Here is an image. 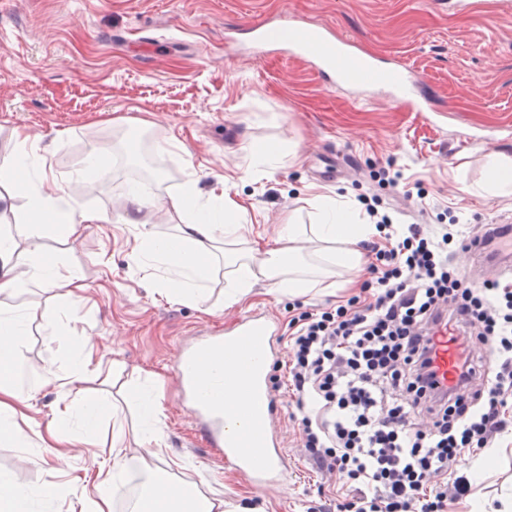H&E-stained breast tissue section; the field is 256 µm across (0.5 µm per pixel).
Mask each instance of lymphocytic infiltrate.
Returning <instances> with one entry per match:
<instances>
[{"label": "lymphocytic infiltrate", "mask_w": 512, "mask_h": 512, "mask_svg": "<svg viewBox=\"0 0 512 512\" xmlns=\"http://www.w3.org/2000/svg\"><path fill=\"white\" fill-rule=\"evenodd\" d=\"M366 212L382 239L368 243L363 295L303 311L286 340L287 388L308 459L335 472L336 512H449L471 488L465 456L512 430V280L477 282L452 264L455 224H397ZM455 361L440 389L437 337ZM487 347L482 366L470 346ZM432 426L417 427L418 416Z\"/></svg>", "instance_id": "1"}]
</instances>
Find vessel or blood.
<instances>
[{
  "instance_id": "1",
  "label": "vessel or blood",
  "mask_w": 512,
  "mask_h": 512,
  "mask_svg": "<svg viewBox=\"0 0 512 512\" xmlns=\"http://www.w3.org/2000/svg\"><path fill=\"white\" fill-rule=\"evenodd\" d=\"M288 27L285 50L315 66L327 87L382 88L394 103L413 112L424 111L406 65L363 54L324 27L293 21ZM243 33V39L232 40L234 51L257 52L270 44L266 24H247ZM461 252L471 262L512 269V259L488 257L476 241L464 243ZM279 333L270 315L252 313L241 317L224 336L180 346L174 358L175 379L201 439L207 447L220 449L226 462L262 489L281 486L288 470V457L274 425L280 400L267 380L269 364L282 355Z\"/></svg>"
}]
</instances>
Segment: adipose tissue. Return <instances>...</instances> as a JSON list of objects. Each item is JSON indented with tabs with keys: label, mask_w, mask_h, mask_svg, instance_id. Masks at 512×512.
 Wrapping results in <instances>:
<instances>
[{
	"label": "adipose tissue",
	"mask_w": 512,
	"mask_h": 512,
	"mask_svg": "<svg viewBox=\"0 0 512 512\" xmlns=\"http://www.w3.org/2000/svg\"><path fill=\"white\" fill-rule=\"evenodd\" d=\"M15 150L0 160V185L26 201V217L34 224L50 225L53 231L69 238L81 234L90 224L111 223L102 210L85 208L68 194L44 195L37 180L47 172V158L28 130L15 129ZM166 204L180 218L178 231L160 237L142 231L134 239L136 268L158 271V284L169 296L181 302L203 305L204 296L196 284L205 280L212 265L216 242L224 244V264L229 269L224 296L228 303L246 299L257 283H265L276 293L287 296L307 294L328 287L339 270L359 267V243L372 236L376 228L356 223L350 211L329 196L311 201L315 221L298 224L287 221L276 247L261 249L248 236L237 218L241 207L230 197H199L195 180H187L181 190L169 195ZM313 238L318 247L313 256L299 260L298 244ZM36 286L63 290L69 306L87 301L82 277L75 271H62L59 260L47 258L40 247L19 250L11 237L0 236V292ZM22 310H0V432L19 438L12 424L25 396L11 379L18 365V344L26 332Z\"/></svg>",
	"instance_id": "obj_1"
}]
</instances>
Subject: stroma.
Listing matches in <instances>:
<instances>
[{
	"label": "stroma",
	"instance_id": "1",
	"mask_svg": "<svg viewBox=\"0 0 512 512\" xmlns=\"http://www.w3.org/2000/svg\"><path fill=\"white\" fill-rule=\"evenodd\" d=\"M503 6L504 0H475L472 10L453 13L448 0H0V159L14 149L13 129L24 126L52 166L45 194L69 188L78 162L101 144L110 147L112 174L111 191L86 179L78 194L84 206L111 213V223L88 225L75 239L26 223L21 198L0 209V231L23 248L37 241L44 253L79 270L90 297L71 309L61 296L34 286L0 294V306L27 314L18 381L26 385L45 369H65L79 345L94 348L100 360L91 381L67 391L52 383L29 401L25 417L14 423L23 443L0 437V473L55 489L46 512H71L118 421L126 462L144 472L172 467L186 496L222 497L224 512H334L338 479L307 459L291 402L275 420L288 456L284 485L258 490L223 458L209 455L180 401L173 359L195 333L223 331L250 311L269 313L284 330L299 307L329 308L359 295V288L294 298L261 282L245 301L230 305L224 300L228 270L219 261L203 286V309L165 299L155 281L129 278L140 228L167 236L179 217L159 204L143 211V225L124 223L122 187L140 153L112 148L111 139L146 135L149 154L168 159L155 171L162 198L196 177L199 196L229 195L244 208L252 233L270 244L288 216L313 223L309 202L317 195L335 198L363 223L362 195L379 198L404 224H444L453 214L463 235L482 234L484 225L512 214V195L482 189L489 155L512 158V22L502 21ZM284 11L414 68L433 118L377 94L363 101L326 88L309 64L281 48L227 49L240 24L274 23ZM478 130L496 131L494 144L467 143ZM276 143L295 146L296 157L274 171L254 169L251 147ZM329 151L344 159L346 174L323 183L315 159ZM387 164L400 173L399 188L375 178ZM58 317L69 339L49 337L46 322ZM141 387L157 392L158 444L140 432L132 393ZM98 396L110 403L99 446L73 436L64 455L44 447L59 398L75 406ZM204 455L210 466L202 472L196 461ZM461 470L472 474V488L452 512H470L476 499L493 512L512 497V435L498 439L493 456L463 460Z\"/></svg>",
	"mask_w": 512,
	"mask_h": 512
}]
</instances>
